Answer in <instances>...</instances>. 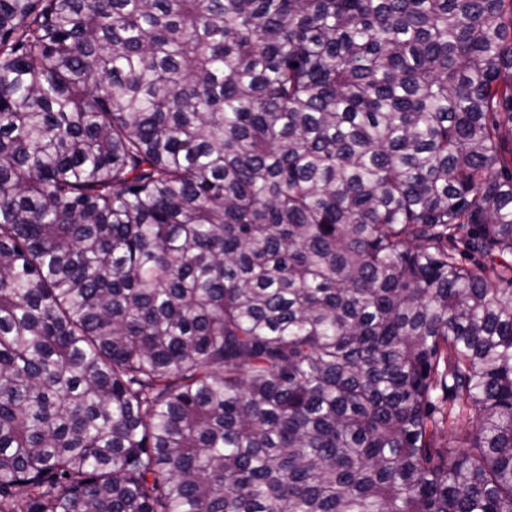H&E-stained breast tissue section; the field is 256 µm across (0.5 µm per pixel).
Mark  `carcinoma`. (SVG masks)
I'll list each match as a JSON object with an SVG mask.
<instances>
[{"label": "carcinoma", "mask_w": 512, "mask_h": 512, "mask_svg": "<svg viewBox=\"0 0 512 512\" xmlns=\"http://www.w3.org/2000/svg\"><path fill=\"white\" fill-rule=\"evenodd\" d=\"M0 512H512V0H0Z\"/></svg>", "instance_id": "carcinoma-1"}]
</instances>
